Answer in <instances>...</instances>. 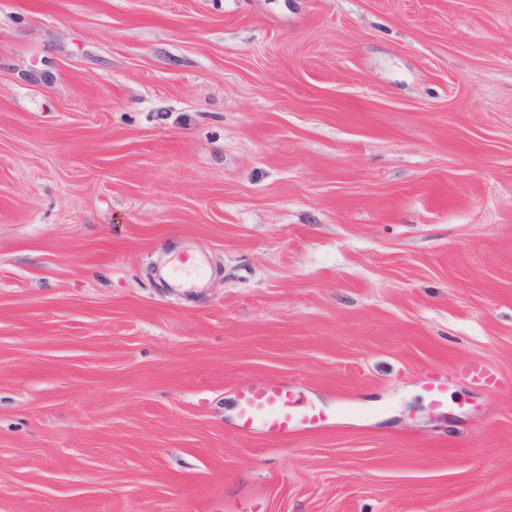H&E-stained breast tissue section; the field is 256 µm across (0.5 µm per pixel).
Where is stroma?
I'll list each match as a JSON object with an SVG mask.
<instances>
[{
  "label": "stroma",
  "mask_w": 512,
  "mask_h": 512,
  "mask_svg": "<svg viewBox=\"0 0 512 512\" xmlns=\"http://www.w3.org/2000/svg\"><path fill=\"white\" fill-rule=\"evenodd\" d=\"M0 512H512V0H0ZM236 393V426L244 434L281 440L297 432L316 433L329 420L309 400L304 389L288 381L241 382Z\"/></svg>",
  "instance_id": "obj_1"
}]
</instances>
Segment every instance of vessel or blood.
Listing matches in <instances>:
<instances>
[{"label": "vessel or blood", "instance_id": "b4317fda", "mask_svg": "<svg viewBox=\"0 0 512 512\" xmlns=\"http://www.w3.org/2000/svg\"><path fill=\"white\" fill-rule=\"evenodd\" d=\"M239 432L267 440L322 430L329 417L308 398L304 389L285 381L243 382L236 388Z\"/></svg>", "mask_w": 512, "mask_h": 512}]
</instances>
